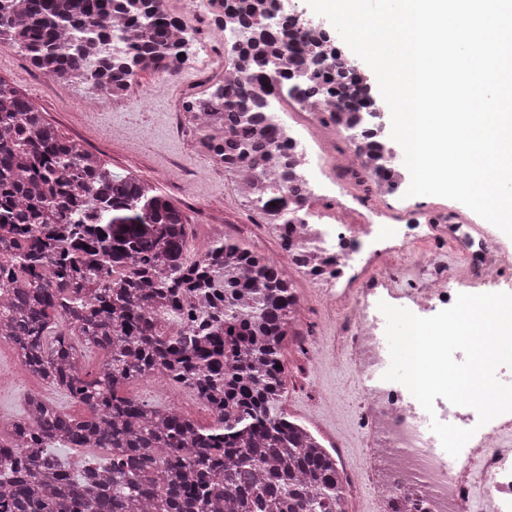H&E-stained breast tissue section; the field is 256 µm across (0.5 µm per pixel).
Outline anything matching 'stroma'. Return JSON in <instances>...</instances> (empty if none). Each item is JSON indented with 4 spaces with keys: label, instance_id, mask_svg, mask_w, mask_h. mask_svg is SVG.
I'll list each match as a JSON object with an SVG mask.
<instances>
[{
    "label": "stroma",
    "instance_id": "stroma-1",
    "mask_svg": "<svg viewBox=\"0 0 512 512\" xmlns=\"http://www.w3.org/2000/svg\"><path fill=\"white\" fill-rule=\"evenodd\" d=\"M223 44H212L182 65L163 90L155 80H141L145 88L138 105L89 107L90 92L45 79L17 50L0 48V76L24 88L47 119L65 137L83 142L100 155L118 175L134 173L154 182L183 210L189 241L202 248L215 236L237 239L269 260L280 261L283 250L278 235L233 191L224 170L211 169L209 155L199 146L184 112L188 96L204 91L224 72ZM438 254L452 281L466 273V263L450 237L414 240L389 261L392 287H416V256ZM301 301L303 334L283 351L286 389L277 408L309 428L332 452L347 478L346 512H384L378 486L384 468L361 476L363 429L359 402L361 389L348 367L336 364V324L348 307L328 300L325 289L310 277L293 272ZM130 396L160 407H176L200 425L211 416L197 398L179 384L164 378L151 385L131 383Z\"/></svg>",
    "mask_w": 512,
    "mask_h": 512
}]
</instances>
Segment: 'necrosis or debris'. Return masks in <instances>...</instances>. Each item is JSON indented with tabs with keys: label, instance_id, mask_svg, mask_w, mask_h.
<instances>
[{
	"label": "necrosis or debris",
	"instance_id": "1",
	"mask_svg": "<svg viewBox=\"0 0 512 512\" xmlns=\"http://www.w3.org/2000/svg\"><path fill=\"white\" fill-rule=\"evenodd\" d=\"M337 111H357V100L327 93L317 100L274 96L272 110L276 125L288 138L306 193L297 208L300 230L296 242L319 259L314 278L320 287L341 288L368 269L379 267L390 256L404 251L420 237L422 228L413 219L395 224L381 223L380 212L358 211L359 200L351 194L354 183H363L367 197L387 200L405 177L399 166L372 167L366 145L368 129L355 124L342 128L344 146L313 149L308 140L311 123L327 105ZM436 223L448 225L459 247L478 259L480 280L497 283L500 269L482 261L484 245L460 224L455 211L440 209ZM447 271H440L421 288L400 293L379 276L362 288L353 307L336 331L347 365L358 381L364 382L362 416L365 423V462L385 458L394 467L399 491L409 494L419 512H473L472 488L485 482L495 512H512V413L500 415L482 426L464 447V459L448 466L438 451L439 439L429 429L430 418L467 427L466 408L436 402L427 414L418 401L389 384L372 379L386 364L389 353L379 340V326L370 311L379 302L406 301L416 312L430 310L436 302L455 301L457 294L446 287Z\"/></svg>",
	"mask_w": 512,
	"mask_h": 512
}]
</instances>
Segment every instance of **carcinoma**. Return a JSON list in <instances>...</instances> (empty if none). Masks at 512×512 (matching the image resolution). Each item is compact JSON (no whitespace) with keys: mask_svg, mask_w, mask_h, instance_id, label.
I'll return each mask as SVG.
<instances>
[{"mask_svg":"<svg viewBox=\"0 0 512 512\" xmlns=\"http://www.w3.org/2000/svg\"><path fill=\"white\" fill-rule=\"evenodd\" d=\"M273 3L224 4L245 40L224 45L232 65L184 111L290 252L294 216L271 203L303 188L276 151L266 86L317 97L336 65L289 24H269ZM0 47L66 85L81 73L114 99L189 54L162 0H0ZM297 306L277 264L229 237L194 252L180 207L113 174L0 77V343L87 412L28 396L0 437V512H344L336 460L276 409L283 345L302 335ZM160 315L177 327H158ZM91 351L102 357L92 373ZM145 376L205 399L211 423L128 396ZM60 448L110 457L74 471ZM412 506L395 492L387 512Z\"/></svg>","mask_w":512,"mask_h":512,"instance_id":"1","label":"carcinoma"}]
</instances>
